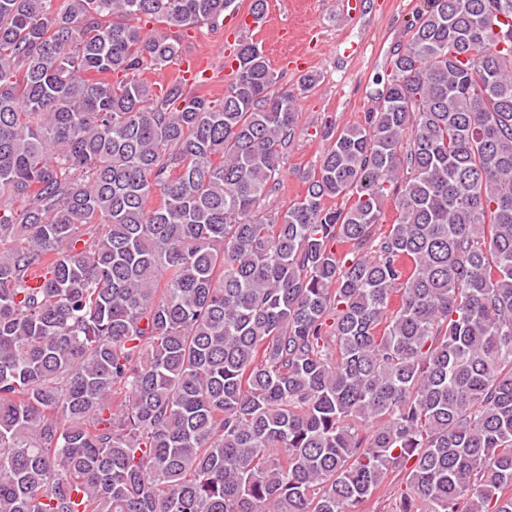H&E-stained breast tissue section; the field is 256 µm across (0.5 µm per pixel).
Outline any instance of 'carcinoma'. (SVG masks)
Masks as SVG:
<instances>
[{
    "label": "carcinoma",
    "mask_w": 512,
    "mask_h": 512,
    "mask_svg": "<svg viewBox=\"0 0 512 512\" xmlns=\"http://www.w3.org/2000/svg\"><path fill=\"white\" fill-rule=\"evenodd\" d=\"M233 2L0 0V512H512V0H423L275 216L259 46L142 77ZM225 22V16L224 19L221 17L215 21L204 22L188 29L182 37V55L190 52H197L199 55L184 59L179 68V75L190 84L195 83L200 74L202 78H208L205 73L210 58L213 63L211 78L204 83L193 84L191 89L211 98L223 97L230 81V71L224 69ZM202 53H207L209 57Z\"/></svg>",
    "instance_id": "1"
}]
</instances>
